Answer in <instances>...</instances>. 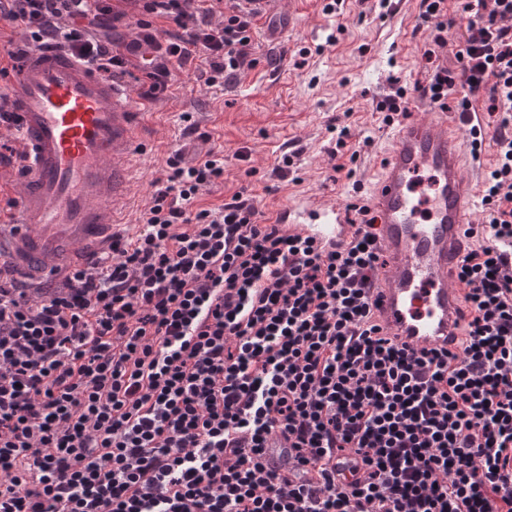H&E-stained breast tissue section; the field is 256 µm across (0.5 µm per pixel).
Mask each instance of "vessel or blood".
I'll return each mask as SVG.
<instances>
[{"mask_svg": "<svg viewBox=\"0 0 512 512\" xmlns=\"http://www.w3.org/2000/svg\"><path fill=\"white\" fill-rule=\"evenodd\" d=\"M25 157L11 223L0 224V261L39 285L61 279L108 251L117 215L131 201L142 158L134 91L98 75L68 52L25 50L0 73ZM469 125L431 105L425 118L397 126L365 199L380 252L374 317L416 351L454 348L467 314L457 278L471 242L478 185L464 148ZM428 191L417 194L419 182ZM345 207L287 206L273 223L316 245L341 249L357 231Z\"/></svg>", "mask_w": 512, "mask_h": 512, "instance_id": "1", "label": "vessel or blood"}]
</instances>
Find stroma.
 I'll return each instance as SVG.
<instances>
[{
    "mask_svg": "<svg viewBox=\"0 0 512 512\" xmlns=\"http://www.w3.org/2000/svg\"><path fill=\"white\" fill-rule=\"evenodd\" d=\"M324 5V0H266L251 35L255 65L231 88L205 85L208 65L199 52L156 99H136V111L152 113L153 121L142 132L150 148L123 216L128 236L142 228L141 212L162 160L183 144L193 152L207 144L224 154L223 178L200 192L196 208H216L242 191L254 198L263 224L286 205L349 204L353 181L370 187L390 145L391 128L376 110L388 76L411 87L410 117L426 113L419 88L429 79L422 58L427 33L418 26L416 0H405L391 13L360 0H342L332 14ZM185 112L192 113L209 143L187 138ZM332 124L350 131L347 149L359 154L354 178L334 169ZM291 151L297 154L298 181L272 177L281 155Z\"/></svg>",
    "mask_w": 512,
    "mask_h": 512,
    "instance_id": "1",
    "label": "stroma"
}]
</instances>
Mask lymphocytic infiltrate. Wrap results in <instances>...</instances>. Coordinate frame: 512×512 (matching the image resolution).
<instances>
[{
  "label": "lymphocytic infiltrate",
  "mask_w": 512,
  "mask_h": 512,
  "mask_svg": "<svg viewBox=\"0 0 512 512\" xmlns=\"http://www.w3.org/2000/svg\"><path fill=\"white\" fill-rule=\"evenodd\" d=\"M142 2L125 40L112 0H0V19L109 75L140 61L145 98L199 49L207 85L252 67L261 0ZM458 10L419 0L421 94L496 118L459 351L373 322L370 233L326 252L241 192L194 209L224 157L175 149L110 255L53 288L0 276V512H512V0Z\"/></svg>",
  "instance_id": "obj_1"
}]
</instances>
